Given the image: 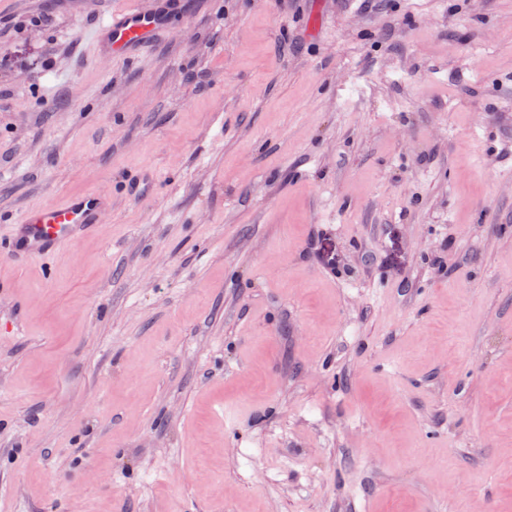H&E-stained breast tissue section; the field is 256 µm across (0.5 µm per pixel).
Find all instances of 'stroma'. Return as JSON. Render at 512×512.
Masks as SVG:
<instances>
[{"label":"stroma","instance_id":"stroma-1","mask_svg":"<svg viewBox=\"0 0 512 512\" xmlns=\"http://www.w3.org/2000/svg\"><path fill=\"white\" fill-rule=\"evenodd\" d=\"M0 0V512H512V0ZM153 195L121 191L140 169ZM121 12L112 14L86 37L91 44L100 46V52L114 58H128L144 49L151 41L169 33V21L174 12L155 9L147 12L136 0ZM112 209L109 194H69L0 226V256L24 263L92 236Z\"/></svg>","mask_w":512,"mask_h":512}]
</instances>
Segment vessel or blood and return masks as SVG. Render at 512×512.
<instances>
[{
  "label": "vessel or blood",
  "mask_w": 512,
  "mask_h": 512,
  "mask_svg": "<svg viewBox=\"0 0 512 512\" xmlns=\"http://www.w3.org/2000/svg\"><path fill=\"white\" fill-rule=\"evenodd\" d=\"M166 7L151 12L139 5L112 13L88 33L87 39L101 53L126 58L154 39L168 34L171 18ZM112 209L109 194L89 191L70 194L54 203L32 209L0 229V256L18 263L50 254L92 236Z\"/></svg>",
  "instance_id": "b4317fda"
}]
</instances>
